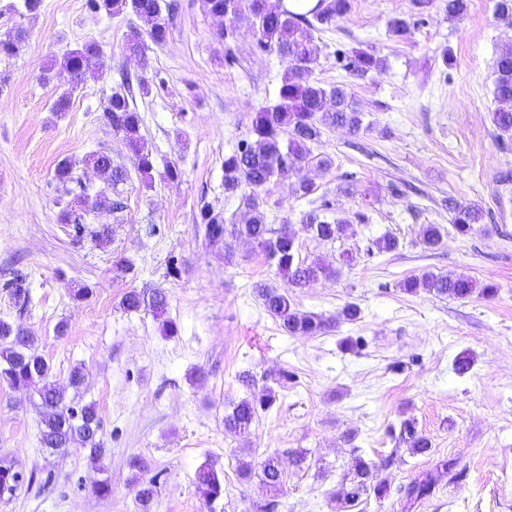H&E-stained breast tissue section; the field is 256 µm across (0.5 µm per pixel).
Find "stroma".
<instances>
[{
	"label": "stroma",
	"mask_w": 512,
	"mask_h": 512,
	"mask_svg": "<svg viewBox=\"0 0 512 512\" xmlns=\"http://www.w3.org/2000/svg\"><path fill=\"white\" fill-rule=\"evenodd\" d=\"M11 2L0 0V38L19 27L26 40L16 56L0 57V319L36 337L59 383L83 366L80 399L96 405L109 453L94 465L76 448L43 452L29 392L0 387V455L36 474L0 512H255L266 491L238 464L256 468L270 456L284 472L278 512H512V183L501 181L512 172V140L499 139L491 117L494 61L512 45V20L496 15L495 0H469L458 18L445 0L421 16L413 0H350L343 18L316 33L314 78L347 85L363 127L323 129L312 150L329 166L300 171L311 194H296L297 179L276 178L261 196L275 228L299 225L325 200L329 222L370 217L333 242L298 235L300 260L337 271L294 296L300 310L328 320L318 336L286 335L265 311L253 284L285 282L257 244L209 241L199 220L204 202L229 224L250 216L241 196L224 192V158L259 108L276 103L286 69L256 50L251 25L238 21L220 40L203 0H173L166 43L134 56L125 49L131 16L92 13L86 0H43L20 16ZM396 17L410 23L404 36L388 31ZM87 42L100 46L107 68L75 88L50 62ZM340 49L374 53L384 67L358 76L340 65ZM129 78L145 79L148 92L126 87ZM126 88L155 157L149 185L104 120L112 92ZM66 91L68 111H54ZM99 149L131 171L125 207L87 215L79 234L57 221L68 198L54 170L70 160L101 190L83 163ZM172 165L175 180L165 175ZM452 198L481 206L483 223L457 233ZM103 224L104 244L95 238ZM427 224L443 234L432 249L420 242ZM383 236L396 237L399 250L373 253ZM424 273L465 275L496 292L457 300L401 290ZM18 276L30 292L24 308L7 287ZM132 289L164 293L165 317L127 312ZM350 303L360 315L346 321ZM167 317L176 334H166ZM346 338L364 345L343 350ZM460 358L470 364L463 374L454 369ZM283 370L291 378L273 385V408L248 435L226 434L225 413L251 390L243 375L260 389ZM406 419L431 439L430 454L400 442ZM135 456L156 485L146 506L128 466ZM359 456L379 463L385 499L369 492L345 502L344 476ZM206 463L224 477L223 496L209 505L194 485ZM429 472L439 475L432 492L408 499L409 485ZM102 481L112 487L105 498L94 492Z\"/></svg>",
	"instance_id": "1"
}]
</instances>
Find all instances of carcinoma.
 Here are the masks:
<instances>
[{"label":"carcinoma","mask_w":512,"mask_h":512,"mask_svg":"<svg viewBox=\"0 0 512 512\" xmlns=\"http://www.w3.org/2000/svg\"><path fill=\"white\" fill-rule=\"evenodd\" d=\"M204 4L207 12L216 18L250 21L256 30L257 50L277 54L287 61L288 67L279 87L278 102L256 113L249 137L224 157V192L242 193L243 202L252 213L251 218L245 224L228 226L224 224V215L205 202L200 206L201 223L205 224V233L210 240L223 239L229 234L257 243L275 263L286 283L283 290L261 283L253 286L265 310L289 336H318L325 331L326 320L297 309L294 293L320 277L334 275L335 271L321 262L307 264L299 259L297 232L286 222L278 229L266 223L264 202L259 192L272 179L288 177L304 164L327 165V160L313 155L311 149V144L320 137L321 128L342 126L357 132L362 127V113L354 107L345 86L326 89L312 78L318 54L313 31L320 26L329 27L344 16L350 8L349 0H318L305 11L286 5L273 8L268 0H204ZM86 7L109 15L131 13L144 22L146 28L133 25L127 34L126 49L133 55L141 53L148 40L155 45L167 41L169 30L164 14L170 11V4L166 0H86ZM24 39L25 33L19 28L0 39V56L15 55ZM57 64L69 72L74 89L84 83L87 75L106 67L103 53L95 43H84L67 50ZM347 66L356 75L365 76L379 68L380 60L367 51L354 50ZM493 95L496 103L493 123L502 134L512 136V46L501 50L496 57ZM105 117L112 131L122 135L142 181L151 185L154 157L141 135V117L131 92L112 93ZM84 163L92 165L111 188L113 196L102 191L90 194L88 186L74 172L71 161L63 159L57 164V182L66 193L74 195V203L62 207L58 220L74 225L78 233L82 232L85 216L75 213L73 206L87 213L101 209L119 212L124 209V203L120 200L118 186L129 179L128 171L113 165L112 155L106 151L99 150L86 156ZM328 206L325 201L301 218L303 229L319 240L334 241L354 231V224L369 221L367 215L358 212L351 220L332 224L320 216V211ZM448 209L452 213L454 229L461 234L471 231L473 225L482 223L485 217L480 206L462 204L453 198L448 199ZM441 239L438 225H425L421 239L425 247L434 248ZM420 289L453 299H467L476 292L484 296L494 292L493 287L480 288L475 280L465 275L424 273L403 282V290L408 293ZM122 305L129 312L144 308L161 316L167 309V300L159 291L147 293L132 289L125 293ZM84 380L82 367H73L68 386L74 396L66 398L65 390L54 379L50 362L39 353L36 339L21 326L0 320V386L25 388L31 391V396L38 398L39 443L43 450L55 454L80 448L88 452L92 463L97 464L106 456L107 449L104 448L102 421L95 404L77 400ZM275 401L274 390L270 387L264 388L259 395L241 399L224 415V432L234 437L249 434L258 416L268 411ZM400 435L410 444L413 453L425 455L431 451L430 439L419 433L414 421H403ZM378 469L379 465L362 457L356 458L346 476L350 484L346 496L355 500L371 489L377 498L385 497L387 486L380 482L371 484ZM259 477L272 494L263 505V512H276V497L283 484V472L278 462L272 457L267 458L261 464ZM34 482L35 473L27 474L18 469L17 464L6 456L0 459L1 499L17 496L19 491L30 489ZM195 488L199 497L209 504L223 495L224 479L213 465L204 464L196 472Z\"/></svg>","instance_id":"obj_1"}]
</instances>
